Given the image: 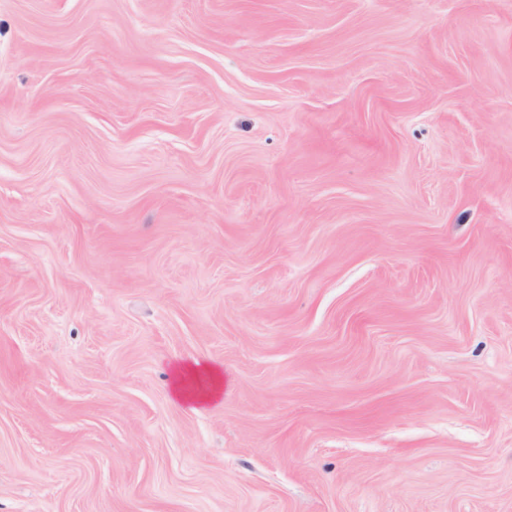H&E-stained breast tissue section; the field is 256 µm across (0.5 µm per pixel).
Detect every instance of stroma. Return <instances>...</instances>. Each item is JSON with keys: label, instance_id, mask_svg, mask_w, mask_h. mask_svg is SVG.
Wrapping results in <instances>:
<instances>
[{"label": "stroma", "instance_id": "35a3bbf8", "mask_svg": "<svg viewBox=\"0 0 512 512\" xmlns=\"http://www.w3.org/2000/svg\"><path fill=\"white\" fill-rule=\"evenodd\" d=\"M0 512H512V0H0ZM223 383L220 365L192 359L174 366L171 393L179 403L196 411L199 406L211 403L220 396Z\"/></svg>", "mask_w": 512, "mask_h": 512}]
</instances>
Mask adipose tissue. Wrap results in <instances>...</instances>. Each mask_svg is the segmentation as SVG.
Returning a JSON list of instances; mask_svg holds the SVG:
<instances>
[{
	"instance_id": "1",
	"label": "adipose tissue",
	"mask_w": 512,
	"mask_h": 512,
	"mask_svg": "<svg viewBox=\"0 0 512 512\" xmlns=\"http://www.w3.org/2000/svg\"><path fill=\"white\" fill-rule=\"evenodd\" d=\"M223 383L224 376L220 365L193 359L175 365L171 393L179 403L194 410L217 399Z\"/></svg>"
}]
</instances>
